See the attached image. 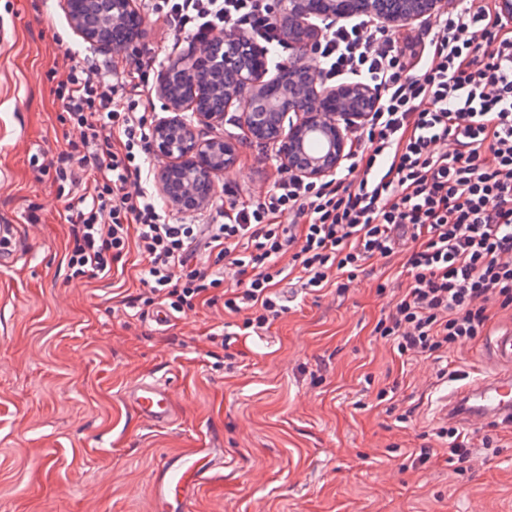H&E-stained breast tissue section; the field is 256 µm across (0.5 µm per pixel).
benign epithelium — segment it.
I'll return each instance as SVG.
<instances>
[{
    "label": "benign epithelium",
    "mask_w": 512,
    "mask_h": 512,
    "mask_svg": "<svg viewBox=\"0 0 512 512\" xmlns=\"http://www.w3.org/2000/svg\"><path fill=\"white\" fill-rule=\"evenodd\" d=\"M452 0H274L272 9L292 46L310 51L326 18L367 17L389 29L409 26L450 8ZM66 16L85 40L101 45L98 31L66 0ZM140 16L135 0H113L118 27ZM163 111L154 124L153 153L164 159L158 189L171 206L194 210L213 197L215 178L234 165L237 141L200 136L199 127L224 121L235 107L243 114V137L276 146L288 172L311 180L336 173L347 150L350 128L367 120L377 92L363 84L330 85L296 57L272 74L267 50L244 34L216 39L188 58L169 61L157 88ZM189 112L193 118L184 117Z\"/></svg>",
    "instance_id": "7a95c632"
}]
</instances>
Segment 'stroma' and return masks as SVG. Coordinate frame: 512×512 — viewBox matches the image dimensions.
<instances>
[{
    "label": "stroma",
    "instance_id": "stroma-1",
    "mask_svg": "<svg viewBox=\"0 0 512 512\" xmlns=\"http://www.w3.org/2000/svg\"><path fill=\"white\" fill-rule=\"evenodd\" d=\"M64 0H0V225L15 226L14 259L0 265V512H155L149 483L169 457L215 449L220 465L193 495L192 512H512V432L467 425L478 448L464 474L447 454L412 467L421 436L443 421L441 368L466 377L500 366L482 336L444 361L400 358L373 329L405 287L396 264L371 261L344 292L297 295L260 336L230 347L224 368L209 335L230 322L222 306L128 317L119 293L137 292L144 262L129 253L105 277L69 281L65 208L54 171L35 174L78 133L59 119L53 71L85 41ZM137 43L160 62L196 44L144 16ZM241 144L217 179L208 213L269 189L278 164ZM151 376L177 410L155 428L125 394ZM419 402L400 424L380 389ZM490 438L494 449L481 446Z\"/></svg>",
    "mask_w": 512,
    "mask_h": 512
}]
</instances>
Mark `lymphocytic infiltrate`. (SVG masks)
Here are the masks:
<instances>
[{
	"mask_svg": "<svg viewBox=\"0 0 512 512\" xmlns=\"http://www.w3.org/2000/svg\"><path fill=\"white\" fill-rule=\"evenodd\" d=\"M145 5L201 46L227 30L273 53L288 47L270 0ZM313 53L320 77L379 93L367 122L349 130L336 174L316 181L284 171L258 199L228 203L221 223L174 224L143 178L154 57L141 55L111 83L92 56L65 52L60 119L78 138L47 166L71 186H93L68 208L70 277L107 275L136 247L147 264L130 308L149 296L178 313L202 300L244 313L237 331L211 333L226 349L288 312L282 282L315 294L371 259L400 255L407 286L375 332L399 355L440 360L512 313V20L495 0H458L403 45L380 20H330Z\"/></svg>",
	"mask_w": 512,
	"mask_h": 512,
	"instance_id": "f902f5d3",
	"label": "lymphocytic infiltrate"
}]
</instances>
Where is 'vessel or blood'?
I'll return each mask as SVG.
<instances>
[{
	"label": "vessel or blood",
	"instance_id": "vessel-or-blood-1",
	"mask_svg": "<svg viewBox=\"0 0 512 512\" xmlns=\"http://www.w3.org/2000/svg\"><path fill=\"white\" fill-rule=\"evenodd\" d=\"M494 360L503 372L480 378L441 401L445 416H460L466 423H488L512 414V328L498 333L489 343ZM126 398L136 414L146 423L163 427L175 413V399L165 383L142 378L127 391ZM212 449L171 458L159 467L152 480L151 494L155 512H185L191 490L204 477L214 462Z\"/></svg>",
	"mask_w": 512,
	"mask_h": 512
}]
</instances>
